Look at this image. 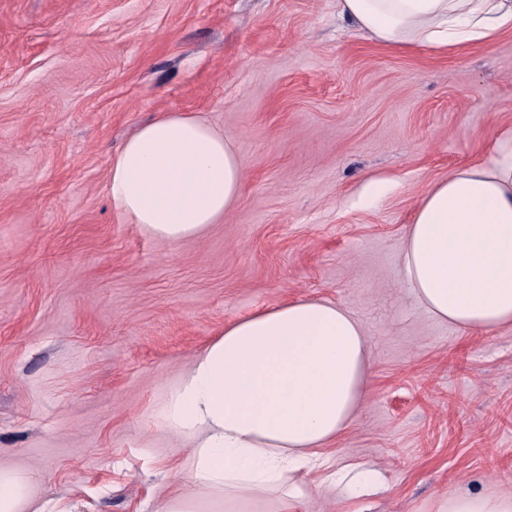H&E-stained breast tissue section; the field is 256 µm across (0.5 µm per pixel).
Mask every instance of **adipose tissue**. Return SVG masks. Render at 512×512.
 Wrapping results in <instances>:
<instances>
[{"mask_svg":"<svg viewBox=\"0 0 512 512\" xmlns=\"http://www.w3.org/2000/svg\"><path fill=\"white\" fill-rule=\"evenodd\" d=\"M378 43L445 50L512 31V0H338ZM236 149L206 119L160 113L115 154L106 192L152 236L176 244L216 223L241 193ZM403 263L419 304L466 329L512 323V132L489 161L430 186L406 231ZM364 327L345 308L302 299L225 324L169 394L166 426L189 446L190 494L159 512H296L311 499L299 471L347 497L380 489L379 471L322 472L323 450L353 423L367 395ZM34 471L0 468V512H76L29 499Z\"/></svg>","mask_w":512,"mask_h":512,"instance_id":"adipose-tissue-1","label":"adipose tissue"}]
</instances>
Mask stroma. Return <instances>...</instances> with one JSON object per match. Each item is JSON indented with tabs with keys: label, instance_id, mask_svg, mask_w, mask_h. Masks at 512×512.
I'll list each match as a JSON object with an SVG mask.
<instances>
[{
	"label": "stroma",
	"instance_id": "obj_1",
	"mask_svg": "<svg viewBox=\"0 0 512 512\" xmlns=\"http://www.w3.org/2000/svg\"><path fill=\"white\" fill-rule=\"evenodd\" d=\"M161 112L234 142L236 204L170 244L115 209L111 159ZM512 130V32L377 43L337 0H0V467L37 500L157 512L190 492L160 412L224 324L300 299L363 325L368 396L328 461L378 468L307 512H448L512 492V325L435 320L405 276L426 190Z\"/></svg>",
	"mask_w": 512,
	"mask_h": 512
}]
</instances>
